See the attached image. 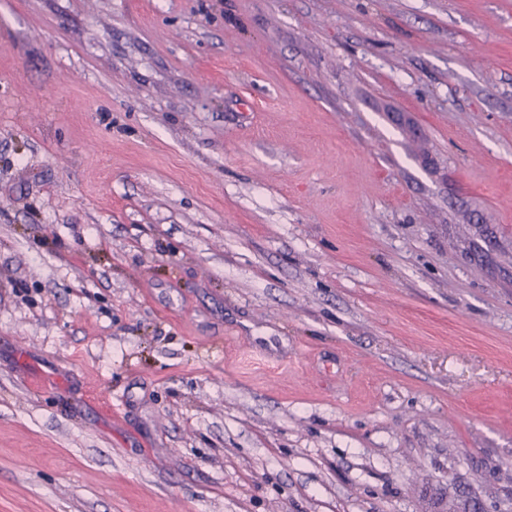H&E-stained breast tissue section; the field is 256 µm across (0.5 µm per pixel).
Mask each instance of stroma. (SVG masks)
<instances>
[{
  "instance_id": "stroma-1",
  "label": "stroma",
  "mask_w": 512,
  "mask_h": 512,
  "mask_svg": "<svg viewBox=\"0 0 512 512\" xmlns=\"http://www.w3.org/2000/svg\"><path fill=\"white\" fill-rule=\"evenodd\" d=\"M0 512H512V0H0Z\"/></svg>"
}]
</instances>
